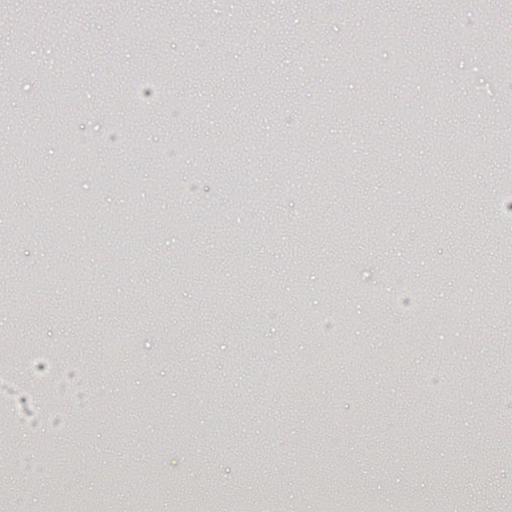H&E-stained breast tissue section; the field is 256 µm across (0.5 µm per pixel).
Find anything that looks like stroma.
I'll return each instance as SVG.
<instances>
[{
	"label": "stroma",
	"mask_w": 512,
	"mask_h": 512,
	"mask_svg": "<svg viewBox=\"0 0 512 512\" xmlns=\"http://www.w3.org/2000/svg\"><path fill=\"white\" fill-rule=\"evenodd\" d=\"M471 10L455 0L444 26L438 0H372L368 13L279 0L272 26L255 0L0 11V51L18 43L30 58L0 71V178L22 187L0 204V342L20 375L36 351L80 365L87 404L50 387L43 404L97 416L89 432L14 431L18 453L0 455L11 512H44L49 495L72 512H134L160 469L175 483L153 512L197 489L221 512H289L299 499L316 512L317 486L339 480L376 512H442L452 497L470 512L512 505V461L474 460L512 438L489 425L512 377V229L492 203L512 178L499 122L512 96L485 86L498 67L479 43L497 35L496 13L445 39ZM383 12L417 31L412 70L391 72L403 45L379 32ZM149 16L166 41L123 40ZM242 28L251 40L233 42ZM146 72L172 96L113 147L101 131L139 110L123 88ZM438 86L454 100L448 123L427 106ZM444 138L457 149L438 153ZM164 171L198 195L171 197ZM127 181L143 189L140 208L125 207ZM452 184L447 231L422 236ZM215 210L231 223L213 224ZM153 212L194 237L148 223ZM88 224L97 231L76 256L60 249ZM188 249L198 273L181 263ZM402 283L425 296L417 314L379 310L372 294ZM328 308L342 332L320 374L319 342L292 326ZM429 450L456 457L447 482L422 465Z\"/></svg>",
	"instance_id": "stroma-1"
}]
</instances>
